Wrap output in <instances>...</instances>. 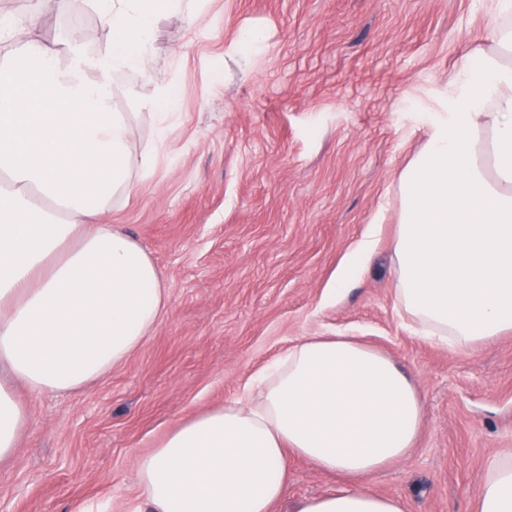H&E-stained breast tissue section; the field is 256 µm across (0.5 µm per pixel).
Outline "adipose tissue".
<instances>
[{
	"mask_svg": "<svg viewBox=\"0 0 512 512\" xmlns=\"http://www.w3.org/2000/svg\"><path fill=\"white\" fill-rule=\"evenodd\" d=\"M109 42L48 46L0 13V460L27 424L15 388L74 393L154 333L168 290L150 253L103 214L152 169L176 127L171 85L154 68L155 23L185 0H87ZM492 40L457 71L448 115L402 172L391 254L396 303L431 341L469 353L512 333V0H493ZM154 83V152L130 148L114 78ZM424 414L415 382L346 336H305L255 392L169 431L136 460L135 512H272L290 456L347 484L293 512H405L367 475L403 460ZM474 512H512V454L495 457Z\"/></svg>",
	"mask_w": 512,
	"mask_h": 512,
	"instance_id": "1",
	"label": "adipose tissue"
}]
</instances>
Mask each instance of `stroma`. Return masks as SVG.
I'll return each mask as SVG.
<instances>
[{
  "mask_svg": "<svg viewBox=\"0 0 512 512\" xmlns=\"http://www.w3.org/2000/svg\"><path fill=\"white\" fill-rule=\"evenodd\" d=\"M39 36L79 33L88 52L108 36L85 0H0ZM491 0H206L156 22L155 67L181 114L170 150L129 200L106 213L152 255L169 292L156 331L124 363L73 394L18 396L28 412L0 461V512H130L136 459L169 430L223 407L299 338L345 333L391 358L425 405L403 460L369 475L406 512H472L489 461L512 453V334L464 354L421 338L397 311L389 257L395 187L441 112L461 58L487 43ZM260 31L250 50L245 35ZM114 109L136 112L131 146L154 122L126 96L155 95L117 77ZM368 271L331 287L368 233ZM339 477L289 460L287 498Z\"/></svg>",
  "mask_w": 512,
  "mask_h": 512,
  "instance_id": "35a3bbf8",
  "label": "stroma"
}]
</instances>
